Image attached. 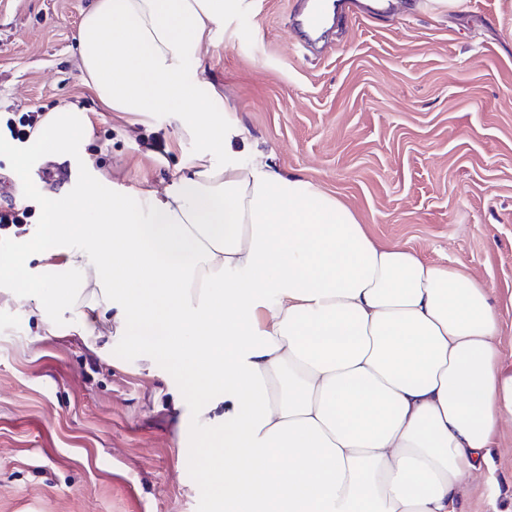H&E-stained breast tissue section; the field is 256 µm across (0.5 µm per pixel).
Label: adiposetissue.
Returning <instances> with one entry per match:
<instances>
[{
	"label": "adipose tissue",
	"instance_id": "ef3b65f1",
	"mask_svg": "<svg viewBox=\"0 0 512 512\" xmlns=\"http://www.w3.org/2000/svg\"><path fill=\"white\" fill-rule=\"evenodd\" d=\"M238 0H96L81 20L83 78L115 112H165L202 146L177 183L121 191L97 178L42 194V232L0 258L24 268L34 315L71 311L101 339L150 344L193 416L224 512H463V478L492 472L512 373L485 285L372 238L310 180L231 147L219 96L189 82ZM88 112H48L12 171L69 160ZM79 273L78 283L68 276Z\"/></svg>",
	"mask_w": 512,
	"mask_h": 512
}]
</instances>
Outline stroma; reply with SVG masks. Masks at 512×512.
<instances>
[{"mask_svg":"<svg viewBox=\"0 0 512 512\" xmlns=\"http://www.w3.org/2000/svg\"><path fill=\"white\" fill-rule=\"evenodd\" d=\"M94 0H0V113L72 105L96 133L68 163L80 192L97 175L128 189L176 182L200 151L166 113L130 120L81 74L79 26ZM291 0H241L205 49L199 80L245 142L338 197L376 240L464 270L487 287L512 369V0H432L339 18L304 50ZM164 143V152L152 141ZM34 164L0 178L39 206L54 190ZM47 331L0 294V512H223L196 449L223 409L192 420L197 390L129 337L92 341L61 315ZM489 502L466 477L467 512H512V424H502Z\"/></svg>","mask_w":512,"mask_h":512,"instance_id":"obj_1","label":"stroma"}]
</instances>
